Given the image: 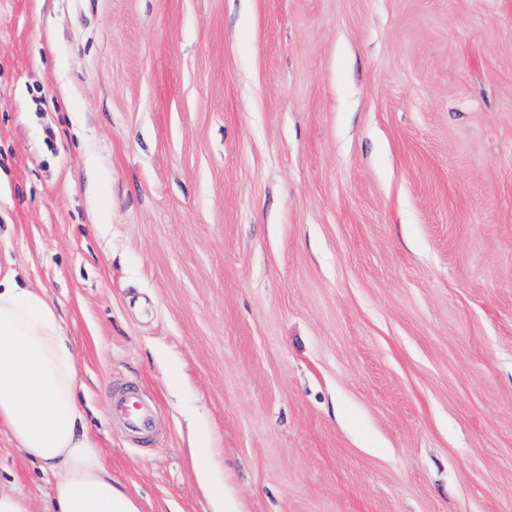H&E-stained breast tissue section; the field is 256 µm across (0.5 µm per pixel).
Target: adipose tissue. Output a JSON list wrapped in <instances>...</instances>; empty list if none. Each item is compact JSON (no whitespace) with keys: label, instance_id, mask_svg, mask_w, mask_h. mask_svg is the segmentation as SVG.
Wrapping results in <instances>:
<instances>
[{"label":"adipose tissue","instance_id":"adipose-tissue-1","mask_svg":"<svg viewBox=\"0 0 512 512\" xmlns=\"http://www.w3.org/2000/svg\"><path fill=\"white\" fill-rule=\"evenodd\" d=\"M55 303L0 273V424L42 473L54 512H142L101 460Z\"/></svg>","mask_w":512,"mask_h":512}]
</instances>
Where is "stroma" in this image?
Returning a JSON list of instances; mask_svg holds the SVG:
<instances>
[{"label": "stroma", "instance_id": "obj_1", "mask_svg": "<svg viewBox=\"0 0 512 512\" xmlns=\"http://www.w3.org/2000/svg\"><path fill=\"white\" fill-rule=\"evenodd\" d=\"M0 267L143 512H512V0H0ZM112 415L121 417L127 426L134 431H145L153 425V414L137 403L130 404V400L116 399L112 396Z\"/></svg>", "mask_w": 512, "mask_h": 512}]
</instances>
